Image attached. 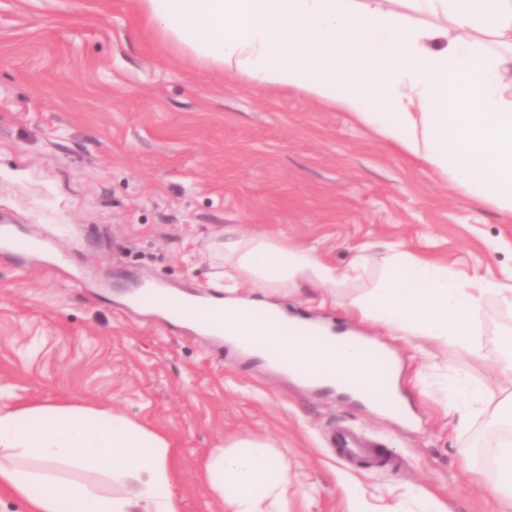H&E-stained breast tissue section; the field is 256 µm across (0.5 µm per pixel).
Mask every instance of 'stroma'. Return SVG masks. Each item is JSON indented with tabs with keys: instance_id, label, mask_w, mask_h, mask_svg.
Masks as SVG:
<instances>
[{
	"instance_id": "35a3bbf8",
	"label": "stroma",
	"mask_w": 512,
	"mask_h": 512,
	"mask_svg": "<svg viewBox=\"0 0 512 512\" xmlns=\"http://www.w3.org/2000/svg\"><path fill=\"white\" fill-rule=\"evenodd\" d=\"M0 214L51 262L0 256L1 407L108 409L165 436L180 512H224L199 466L246 435L281 452L288 512H394L420 491L444 512H498L481 455L512 430L489 432L483 412L512 393L496 367L512 310L487 297L473 354L390 335L347 308L388 273L392 245L507 287L512 221L350 113L225 77L146 28L136 0H0ZM227 228L315 248L339 267L367 257L347 287L301 280L274 298L391 349L407 419L307 387L129 302L147 283L207 292L214 269L199 256ZM453 378L483 391L462 435L444 409ZM334 422L364 432L396 468L338 459L325 437Z\"/></svg>"
}]
</instances>
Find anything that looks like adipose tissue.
Returning <instances> with one entry per match:
<instances>
[{
    "label": "adipose tissue",
    "instance_id": "ef3b65f1",
    "mask_svg": "<svg viewBox=\"0 0 512 512\" xmlns=\"http://www.w3.org/2000/svg\"><path fill=\"white\" fill-rule=\"evenodd\" d=\"M170 42L224 75L296 88L351 113L452 186L512 216V0H137ZM426 22L415 21V14ZM226 280L224 340L295 375L315 370L379 398L383 372L346 341L295 333L274 303L242 296V283L278 288L304 279L345 286L343 269L314 250L264 232L219 241ZM390 274L353 307L408 336L475 351L489 294L512 306L511 288L464 280L442 262L392 249ZM100 474L102 484L60 468ZM199 476L226 512H288V470L269 442L239 437L215 448ZM168 440L111 410L0 407V486L30 512H179Z\"/></svg>",
    "mask_w": 512,
    "mask_h": 512
}]
</instances>
